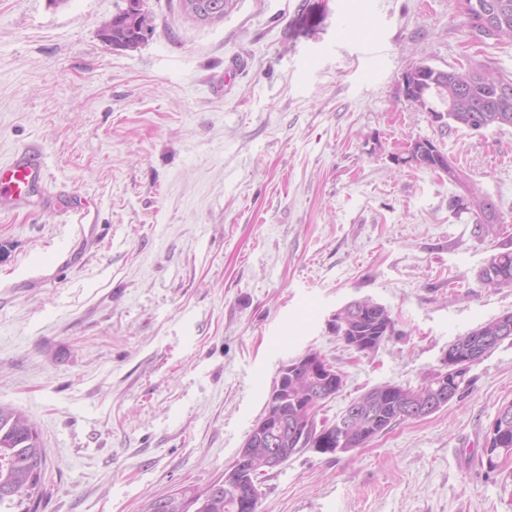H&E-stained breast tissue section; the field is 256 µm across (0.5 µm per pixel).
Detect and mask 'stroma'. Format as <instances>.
Instances as JSON below:
<instances>
[{
  "label": "stroma",
  "mask_w": 512,
  "mask_h": 512,
  "mask_svg": "<svg viewBox=\"0 0 512 512\" xmlns=\"http://www.w3.org/2000/svg\"><path fill=\"white\" fill-rule=\"evenodd\" d=\"M125 0H0V161L48 176L0 208V403L46 451L38 512H141L220 479L282 362L319 351L344 379L316 419L415 387L457 336L512 312L477 279L512 250V127L446 128L406 100L426 63L490 64L464 0H236L202 23L143 0L132 48L102 31ZM433 141L503 223L455 214L447 174L403 163ZM393 335L370 355L328 321L357 299ZM447 407L258 478V512H512V459L477 458L512 402V340Z\"/></svg>",
  "instance_id": "stroma-1"
}]
</instances>
